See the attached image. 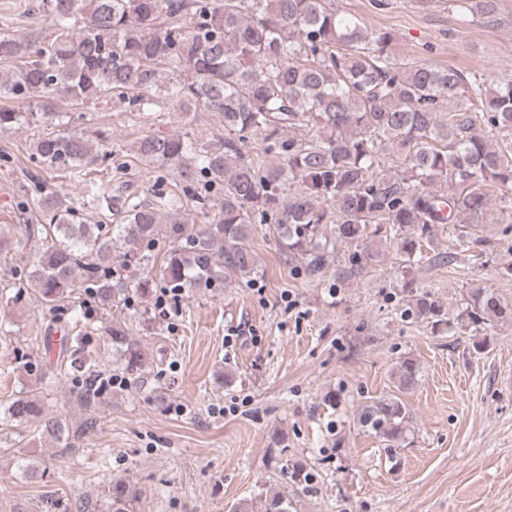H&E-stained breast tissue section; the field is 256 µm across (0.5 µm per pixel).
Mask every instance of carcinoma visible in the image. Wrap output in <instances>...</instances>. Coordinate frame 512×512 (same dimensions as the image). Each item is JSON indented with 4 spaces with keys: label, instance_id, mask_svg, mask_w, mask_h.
Masks as SVG:
<instances>
[{
    "label": "carcinoma",
    "instance_id": "obj_1",
    "mask_svg": "<svg viewBox=\"0 0 512 512\" xmlns=\"http://www.w3.org/2000/svg\"><path fill=\"white\" fill-rule=\"evenodd\" d=\"M47 33L0 32V99L63 97L73 106L112 103L117 115L149 119L169 103L183 125L198 112L224 124V140L148 129L133 156L176 176L172 190L142 199L117 184L86 179V168L124 154L101 148V133L76 126L84 112H59L67 132L34 139L32 159L45 172L85 183L74 206L44 185L23 187L40 224L0 231V254L41 242L35 260L0 282L19 301L32 295L50 310L77 292L92 299L69 307L80 327L60 340L57 365L87 406L114 383L137 387L151 356L128 329L105 319L147 300L157 282L174 292L231 285L256 272L257 225L272 224L281 249L320 273L337 250L336 287L365 275L392 248L404 268L425 259L439 227L482 234L485 189L511 210L499 240L512 234V79L495 84L476 73L405 61L389 31H367L333 0H42ZM465 25L496 21L498 0H449ZM43 112L0 108V132L38 121ZM262 151L251 154L246 148ZM110 198L118 224H86L81 211ZM204 223L197 224L194 215ZM402 307L439 331H484L512 320V303L476 290L450 321L430 291L406 289ZM112 348L107 370L89 357L93 340ZM400 393L420 380L405 358L392 373ZM21 426L41 418L40 437L71 447L66 420L21 396L0 409ZM410 411L397 395L358 411V423L392 449L404 441ZM134 486L109 483L106 512H133ZM279 493L239 512H290Z\"/></svg>",
    "mask_w": 512,
    "mask_h": 512
}]
</instances>
